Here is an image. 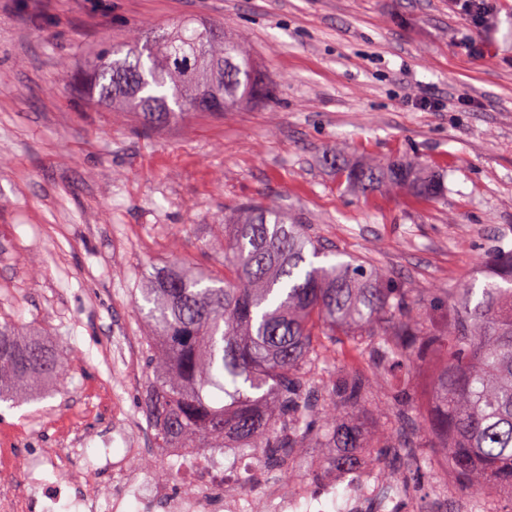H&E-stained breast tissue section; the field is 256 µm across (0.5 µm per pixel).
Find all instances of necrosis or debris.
<instances>
[{"instance_id": "4bbe7bcc", "label": "necrosis or debris", "mask_w": 512, "mask_h": 512, "mask_svg": "<svg viewBox=\"0 0 512 512\" xmlns=\"http://www.w3.org/2000/svg\"><path fill=\"white\" fill-rule=\"evenodd\" d=\"M149 454L154 467L177 465L180 486L147 474L133 455L115 460L103 450L92 467L73 449L62 455L46 448L19 457L13 449L0 448V512H56L66 489L78 512H313L314 502L335 493L340 481L347 489L345 512H362L386 484L376 466L340 473L314 460L310 467L320 476L318 492L299 488L289 493L281 472L261 463V449L231 440L222 448H153ZM97 469L112 476L99 496L86 490ZM49 471L54 480H46Z\"/></svg>"}]
</instances>
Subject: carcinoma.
I'll use <instances>...</instances> for the list:
<instances>
[{
    "mask_svg": "<svg viewBox=\"0 0 512 512\" xmlns=\"http://www.w3.org/2000/svg\"><path fill=\"white\" fill-rule=\"evenodd\" d=\"M78 79L89 83L91 102L118 103L149 129L271 98L242 42L191 21L97 52ZM325 159L361 192L443 193L412 159L347 164L331 149ZM491 266L493 275L448 289L452 318L437 334L422 315L430 295L342 259L272 204L240 205L224 215V277L167 265L142 289L152 324L143 407L158 447L222 448L232 435L268 449L272 464L310 438L318 448L371 447L357 424L336 418V407L361 404L371 382L341 366L326 378L320 368L324 338L353 336L404 421L415 411L409 369L441 355L421 447L446 449L461 487L480 491L475 512H487L486 499H512V249L495 251ZM65 377L53 343L0 322V401L23 397L30 381ZM211 387L229 402L213 406Z\"/></svg>",
    "mask_w": 512,
    "mask_h": 512,
    "instance_id": "carcinoma-1",
    "label": "carcinoma"
}]
</instances>
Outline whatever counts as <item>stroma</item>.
<instances>
[{"label":"stroma","instance_id":"1","mask_svg":"<svg viewBox=\"0 0 512 512\" xmlns=\"http://www.w3.org/2000/svg\"><path fill=\"white\" fill-rule=\"evenodd\" d=\"M187 19L228 22L272 99L143 132L67 90L62 65ZM330 148L415 158L446 192L349 189ZM251 200L434 297L488 275L489 253L512 248V0L482 29L452 0H0V321L41 331L68 372L0 403L8 447L61 451L73 431L92 460L106 435L113 458L137 447L145 279L169 264L221 275L224 213ZM341 415L395 438L374 398Z\"/></svg>","mask_w":512,"mask_h":512}]
</instances>
